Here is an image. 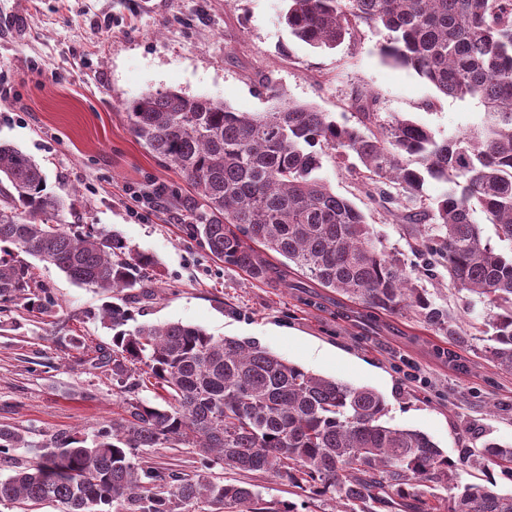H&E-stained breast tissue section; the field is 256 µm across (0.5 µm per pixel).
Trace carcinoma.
<instances>
[{
    "instance_id": "carcinoma-1",
    "label": "carcinoma",
    "mask_w": 512,
    "mask_h": 512,
    "mask_svg": "<svg viewBox=\"0 0 512 512\" xmlns=\"http://www.w3.org/2000/svg\"><path fill=\"white\" fill-rule=\"evenodd\" d=\"M281 19L297 40L333 49L358 25L382 28L381 57L415 71L446 98L478 101L480 122L436 138L409 119L382 123L362 94L358 125L268 90L265 112H237L176 90L145 92L128 107L133 135L173 166L202 198L188 225L210 253L258 281L296 271L380 314L413 315L448 341L482 342L485 357L512 373V256L483 236L492 224L512 243V0H283ZM331 155L386 212L412 232L425 272L438 268L482 306L463 328L437 307L414 272L373 236L363 212L329 188ZM430 181L447 185L433 202ZM61 202L40 166L0 142V314L26 301L50 314L53 292L27 254L116 301L99 319L111 343L94 360L111 371L123 414L92 434L58 431L41 441L0 425V506L25 512L55 502L61 512H298L264 500L254 485L212 475L217 465L265 472L340 512H512V493L486 486L455 491L452 463L425 433L383 421L377 391L314 374L253 341L215 338L181 322L137 323L132 305L149 296L153 256L132 253L102 231L62 224ZM281 256L278 262L268 254ZM162 404L139 397L146 385ZM183 441L196 449L193 478L152 466L145 448ZM35 449L25 459L21 449ZM482 468L512 478V446L487 442ZM450 491L449 498L438 490Z\"/></svg>"
}]
</instances>
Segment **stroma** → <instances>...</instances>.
<instances>
[{
  "label": "stroma",
  "mask_w": 512,
  "mask_h": 512,
  "mask_svg": "<svg viewBox=\"0 0 512 512\" xmlns=\"http://www.w3.org/2000/svg\"><path fill=\"white\" fill-rule=\"evenodd\" d=\"M282 8V0H0V140L41 166L64 203L63 223L118 234L155 258L137 321L253 341L312 373L372 388L385 399L387 423L426 433L448 455L458 486L510 494L511 478L472 463L485 442L512 444V373L486 360L480 341L457 348L409 316H374L302 275L259 282L224 265L187 231L202 200L130 131L128 105L169 89L261 112L271 88L350 126L357 95L367 93L381 122L410 119L439 138L478 122L477 101L444 98L416 72L384 61L385 32L362 25L335 49H314L289 34ZM322 163L330 188L413 266L409 226L395 223L333 158ZM161 185L170 199L149 208ZM34 271L57 305L45 316L19 304L0 318V424L38 440L92 432L122 403L111 373L94 368L72 340L110 343L98 319L108 298L55 266L38 261ZM421 284L462 323L481 312L464 307L446 270Z\"/></svg>",
  "instance_id": "1"
}]
</instances>
